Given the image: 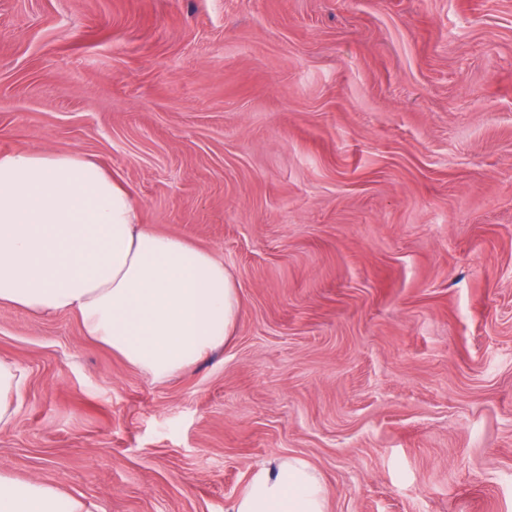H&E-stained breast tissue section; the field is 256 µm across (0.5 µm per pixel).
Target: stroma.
Returning a JSON list of instances; mask_svg holds the SVG:
<instances>
[{"mask_svg": "<svg viewBox=\"0 0 512 512\" xmlns=\"http://www.w3.org/2000/svg\"><path fill=\"white\" fill-rule=\"evenodd\" d=\"M79 152L235 277L155 382L0 306V473L225 512L300 457L328 512H512V0H0V152ZM26 373L17 363L0 359V431L10 428L24 401Z\"/></svg>", "mask_w": 512, "mask_h": 512, "instance_id": "obj_1", "label": "stroma"}]
</instances>
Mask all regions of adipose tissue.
Returning <instances> with one entry per match:
<instances>
[{"label": "adipose tissue", "mask_w": 512, "mask_h": 512, "mask_svg": "<svg viewBox=\"0 0 512 512\" xmlns=\"http://www.w3.org/2000/svg\"><path fill=\"white\" fill-rule=\"evenodd\" d=\"M0 305L68 313L85 336L155 381L226 345L240 301L223 261L140 223L139 207L91 157L0 153ZM26 373L0 359V431ZM0 512H84L37 479L0 474ZM227 512H328L317 471L298 457L261 466Z\"/></svg>", "instance_id": "ef3b65f1"}]
</instances>
